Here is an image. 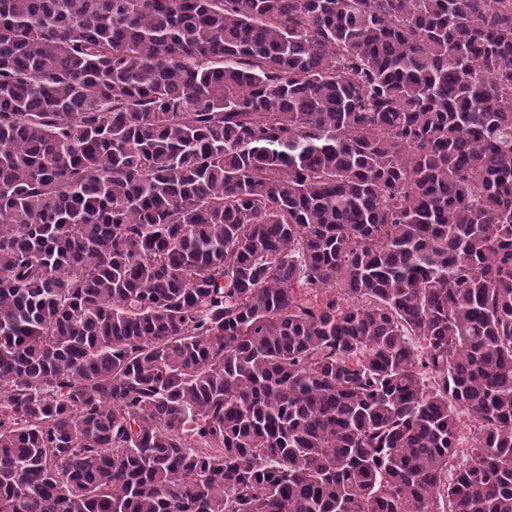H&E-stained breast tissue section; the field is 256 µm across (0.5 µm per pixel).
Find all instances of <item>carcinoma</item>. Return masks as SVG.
<instances>
[{
    "instance_id": "cac0c4a2",
    "label": "carcinoma",
    "mask_w": 512,
    "mask_h": 512,
    "mask_svg": "<svg viewBox=\"0 0 512 512\" xmlns=\"http://www.w3.org/2000/svg\"><path fill=\"white\" fill-rule=\"evenodd\" d=\"M0 512H512V0H0Z\"/></svg>"
}]
</instances>
